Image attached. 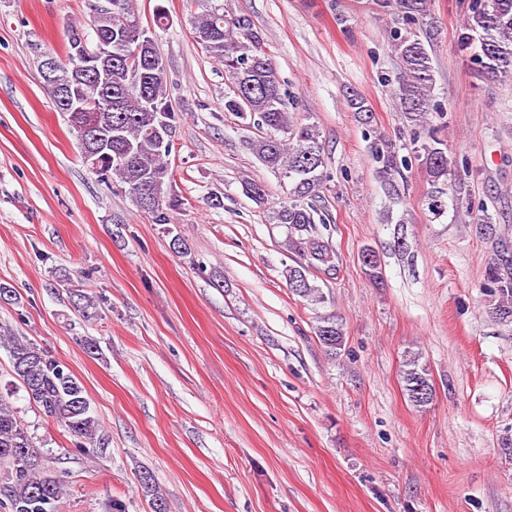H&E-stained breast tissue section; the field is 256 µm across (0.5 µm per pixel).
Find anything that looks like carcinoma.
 Listing matches in <instances>:
<instances>
[{"instance_id":"obj_1","label":"carcinoma","mask_w":512,"mask_h":512,"mask_svg":"<svg viewBox=\"0 0 512 512\" xmlns=\"http://www.w3.org/2000/svg\"><path fill=\"white\" fill-rule=\"evenodd\" d=\"M375 4L397 17L402 26L391 33V51L399 61L395 98L412 133L410 155L400 154L397 144L374 124L372 109L357 92L349 95L348 106L357 120L368 127V154L376 178L389 199L403 196L402 170L417 164L432 187L428 210L441 218L448 207L458 209L470 196L466 175L439 136L444 118L441 104L433 99L434 67L427 49L437 36L431 22L430 0H375ZM137 18L133 0H112V13L94 11L91 29L94 44L112 39V60L98 77L99 89L112 97V111L100 104L88 105L106 137L100 141L101 166L98 175L118 183L133 205L148 214L154 224L173 223V213L182 205L172 195L169 157L179 115L164 112L171 102L166 64L155 42L140 40L133 27ZM199 43L224 66L228 92L224 111L230 112L259 135L246 140L251 153L279 179L286 200L274 212L276 223L287 230V245L298 257L285 270L291 291L316 303L324 302L320 288L309 276L315 270L335 269L336 248L330 223L318 202L330 178L326 154L314 124H304L295 113L296 101L282 87L276 64L263 40L224 6L211 8L194 22ZM457 45L474 65L480 78L512 83V0H469L457 34ZM89 46L88 33L70 28L66 59L43 77L47 93L74 130L78 144L84 133L80 114L70 111L56 94L81 88L85 77L73 66L74 51ZM475 232L491 240L499 236L495 215L482 211L473 218ZM361 264L371 281L383 280L379 255L362 250ZM487 288L498 298L490 315L502 324L512 323V258L504 256L487 270ZM316 336L326 352L338 353L343 346L342 328L330 317L319 318ZM12 372L28 399L60 422L85 455L101 444L99 423L90 409L86 390L67 366L49 357L33 343L10 332L0 333ZM409 400L417 407L428 404L413 396V386L430 380L418 359L406 363L402 375ZM0 508L5 512H59L64 484L35 448L33 437L12 406L0 396ZM152 496V512H166L162 493L141 477Z\"/></svg>"}]
</instances>
